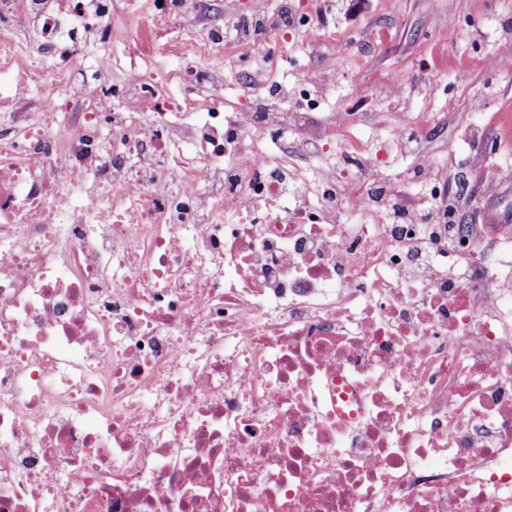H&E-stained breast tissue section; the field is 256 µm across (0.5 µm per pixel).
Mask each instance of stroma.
Wrapping results in <instances>:
<instances>
[{
    "instance_id": "1",
    "label": "stroma",
    "mask_w": 512,
    "mask_h": 512,
    "mask_svg": "<svg viewBox=\"0 0 512 512\" xmlns=\"http://www.w3.org/2000/svg\"><path fill=\"white\" fill-rule=\"evenodd\" d=\"M316 15L284 35L263 29L247 62L225 59L220 111L253 109L269 89L307 80L321 102L309 133L354 115L348 139L307 166L345 169L354 141L382 153L384 180L434 210L415 147L390 140L393 123L427 117L439 137L426 152L449 193L467 197L466 219L512 225V0H322ZM248 70L264 87L245 84Z\"/></svg>"
}]
</instances>
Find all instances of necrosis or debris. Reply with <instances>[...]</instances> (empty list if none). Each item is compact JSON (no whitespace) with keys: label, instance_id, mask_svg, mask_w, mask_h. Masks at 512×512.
Listing matches in <instances>:
<instances>
[{"label":"necrosis or debris","instance_id":"4bbe7bcc","mask_svg":"<svg viewBox=\"0 0 512 512\" xmlns=\"http://www.w3.org/2000/svg\"><path fill=\"white\" fill-rule=\"evenodd\" d=\"M0 512H512V276L476 224L131 70L115 0H0ZM153 22L224 86L213 0ZM94 69L96 79L80 75ZM133 65L137 68L145 70L143 63L138 58H132L126 49L124 42L116 38L112 43V72L113 83L122 86V77L131 70Z\"/></svg>","mask_w":512,"mask_h":512}]
</instances>
